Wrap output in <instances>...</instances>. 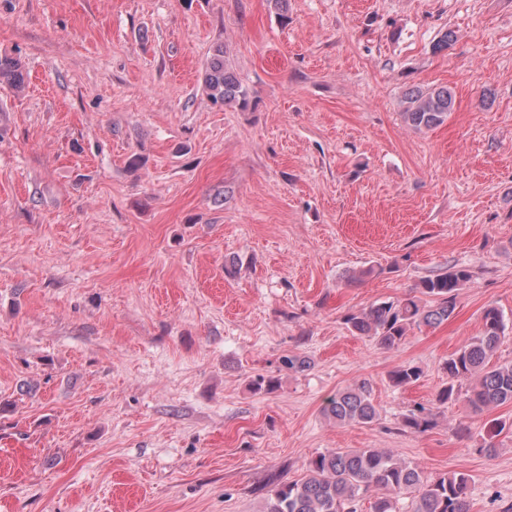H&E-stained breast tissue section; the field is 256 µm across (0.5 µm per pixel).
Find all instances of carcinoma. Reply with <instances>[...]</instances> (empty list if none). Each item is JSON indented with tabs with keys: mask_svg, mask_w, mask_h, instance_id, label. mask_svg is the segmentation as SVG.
Instances as JSON below:
<instances>
[{
	"mask_svg": "<svg viewBox=\"0 0 512 512\" xmlns=\"http://www.w3.org/2000/svg\"><path fill=\"white\" fill-rule=\"evenodd\" d=\"M0 83L15 87L24 84L17 60L0 57ZM204 88L215 105L245 109L250 104L247 88L224 64L221 47L208 61ZM453 107L450 89L417 88L406 94L402 117L415 130H430L448 121ZM470 277L468 269L453 266L421 282L419 292L432 300L431 306L426 307L419 298L408 296L351 313L345 323L353 332L369 336L382 346L394 347L414 327L447 321L456 310L459 288ZM482 321L480 335L448 356L445 362L448 384L438 392L439 404L461 402L473 414L512 404V361L491 363L505 335L503 313L495 306H488ZM420 377V369L413 365H402L389 374L396 387L412 385ZM465 383L468 388L464 390ZM324 412L341 425H370L378 417L371 388L365 381L329 398ZM433 425V414L422 406L403 419V426L415 433H423ZM468 484L469 477L463 473L431 477L391 450L327 451L310 459L303 479L277 483L267 498L264 512H360L361 495L371 489L376 491L372 512H396V503L403 497L411 500L409 512H470Z\"/></svg>",
	"mask_w": 512,
	"mask_h": 512,
	"instance_id": "carcinoma-1",
	"label": "carcinoma"
}]
</instances>
